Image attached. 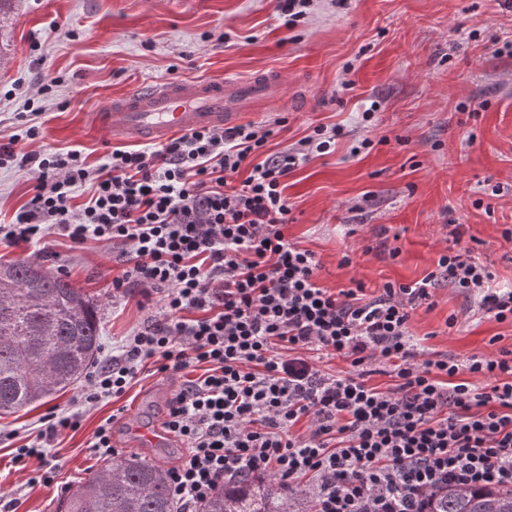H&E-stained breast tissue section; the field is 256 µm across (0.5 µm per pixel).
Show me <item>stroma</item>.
Returning <instances> with one entry per match:
<instances>
[{
    "label": "stroma",
    "mask_w": 512,
    "mask_h": 512,
    "mask_svg": "<svg viewBox=\"0 0 512 512\" xmlns=\"http://www.w3.org/2000/svg\"><path fill=\"white\" fill-rule=\"evenodd\" d=\"M495 39L512 41L505 0H345L341 7L319 0L311 19L291 29L276 0H16L0 22V134L22 133L16 114L34 97L42 107L41 146L81 150L97 166L114 142L92 115L138 84L276 70L284 91L263 106L262 118L288 122L269 151L316 125L345 131L333 152L310 157L287 179L288 237L320 259L324 286L337 291L355 278L373 291L419 280L447 246L448 225L457 224L462 246L489 266L497 286L510 287L512 242L501 232L512 226V52L489 51ZM349 65L355 84L345 89ZM41 73L63 79L42 97ZM374 100L380 107L367 129L361 114ZM366 137L372 146L354 153ZM497 183L503 196H490L488 186ZM32 185L17 169H0V224L13 221ZM346 254L351 264L344 267ZM15 260L65 272L99 305L103 352L149 314L137 298L113 299L122 266L110 245L91 241L76 250L57 236L0 245V261ZM411 328L422 360L512 349V322L482 315L445 285L413 311ZM186 378L145 372L121 397L101 401L81 428L49 448L56 473L48 485L35 479L42 460L16 461V449L52 409L69 407L78 387L0 418V503H13L15 512H65L70 490L109 464L89 448L101 422L111 419L119 444L143 431L161 433Z\"/></svg>",
    "instance_id": "35a3bbf8"
}]
</instances>
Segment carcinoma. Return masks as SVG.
Returning <instances> with one entry per match:
<instances>
[{"instance_id": "1", "label": "carcinoma", "mask_w": 512, "mask_h": 512, "mask_svg": "<svg viewBox=\"0 0 512 512\" xmlns=\"http://www.w3.org/2000/svg\"><path fill=\"white\" fill-rule=\"evenodd\" d=\"M100 350L98 305L66 277L34 261L0 262V416L76 385ZM268 475L222 484L201 512H305ZM66 512H180L166 468L140 458L112 462L67 498ZM427 512H512V489H448Z\"/></svg>"}]
</instances>
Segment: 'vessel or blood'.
<instances>
[{
    "instance_id": "vessel-or-blood-1",
    "label": "vessel or blood",
    "mask_w": 512,
    "mask_h": 512,
    "mask_svg": "<svg viewBox=\"0 0 512 512\" xmlns=\"http://www.w3.org/2000/svg\"><path fill=\"white\" fill-rule=\"evenodd\" d=\"M280 73L268 71L248 79H204L149 83L130 90L95 113L98 127L125 142L160 143L195 128L222 129L246 112L279 97Z\"/></svg>"
}]
</instances>
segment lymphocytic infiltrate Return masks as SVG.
<instances>
[{
	"instance_id": "lymphocytic-infiltrate-1",
	"label": "lymphocytic infiltrate",
	"mask_w": 512,
	"mask_h": 512,
	"mask_svg": "<svg viewBox=\"0 0 512 512\" xmlns=\"http://www.w3.org/2000/svg\"><path fill=\"white\" fill-rule=\"evenodd\" d=\"M0 145V167L33 175V195L0 244L50 235L82 248L110 244L123 266L116 298L158 306L85 377L90 405L122 396L145 368L203 367L169 401L165 427L189 445L168 470L184 512H199L224 481L270 475L300 488L312 512H426L447 488H512V349L457 361L418 360L411 313L448 283L496 321L512 320V289L454 244L420 281L362 280L331 291L315 254L285 233L288 175L329 153L342 128L317 125L270 153L269 125L196 130L137 150L113 149L91 167L77 149L15 150L41 129ZM250 174L241 185L233 177ZM87 203L74 200L85 185ZM346 369L329 373L323 359ZM380 365L394 384L369 385ZM489 386L470 383L471 375ZM81 415L49 413L18 458L44 457Z\"/></svg>"
}]
</instances>
